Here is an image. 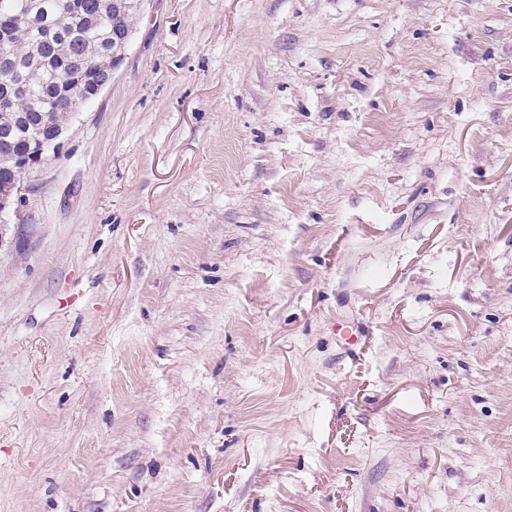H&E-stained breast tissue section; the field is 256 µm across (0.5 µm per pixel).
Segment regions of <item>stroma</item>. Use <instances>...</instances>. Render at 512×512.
<instances>
[{"label": "stroma", "mask_w": 512, "mask_h": 512, "mask_svg": "<svg viewBox=\"0 0 512 512\" xmlns=\"http://www.w3.org/2000/svg\"><path fill=\"white\" fill-rule=\"evenodd\" d=\"M0 247V512H512V0H146Z\"/></svg>", "instance_id": "obj_1"}]
</instances>
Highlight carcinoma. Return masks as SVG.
I'll return each mask as SVG.
<instances>
[{
	"label": "carcinoma",
	"mask_w": 512,
	"mask_h": 512,
	"mask_svg": "<svg viewBox=\"0 0 512 512\" xmlns=\"http://www.w3.org/2000/svg\"><path fill=\"white\" fill-rule=\"evenodd\" d=\"M0 89L12 85L14 141L61 124L67 87L98 80L135 0H0Z\"/></svg>",
	"instance_id": "cac0c4a2"
}]
</instances>
